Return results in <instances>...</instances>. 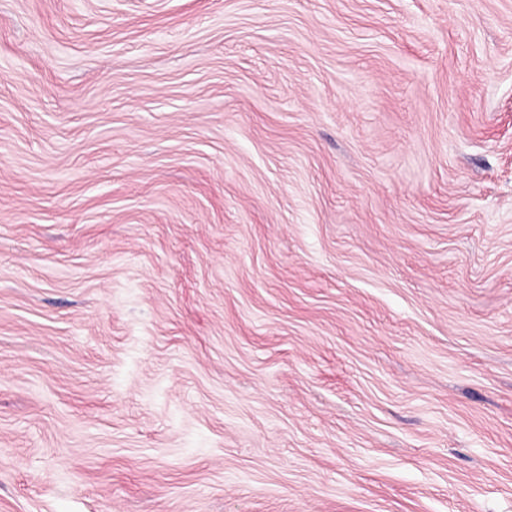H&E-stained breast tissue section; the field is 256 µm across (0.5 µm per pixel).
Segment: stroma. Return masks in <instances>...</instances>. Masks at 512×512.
Returning a JSON list of instances; mask_svg holds the SVG:
<instances>
[{
  "instance_id": "obj_1",
  "label": "stroma",
  "mask_w": 512,
  "mask_h": 512,
  "mask_svg": "<svg viewBox=\"0 0 512 512\" xmlns=\"http://www.w3.org/2000/svg\"><path fill=\"white\" fill-rule=\"evenodd\" d=\"M0 512H512V0H0Z\"/></svg>"
}]
</instances>
